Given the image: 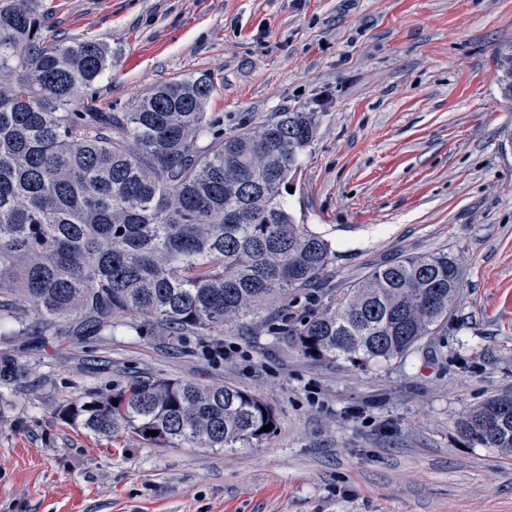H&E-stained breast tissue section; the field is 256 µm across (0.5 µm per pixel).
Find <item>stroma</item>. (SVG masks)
<instances>
[{"instance_id": "stroma-1", "label": "stroma", "mask_w": 512, "mask_h": 512, "mask_svg": "<svg viewBox=\"0 0 512 512\" xmlns=\"http://www.w3.org/2000/svg\"><path fill=\"white\" fill-rule=\"evenodd\" d=\"M46 34L107 43L104 111L207 75L225 132L299 107L320 124L288 194L334 256L290 322L369 270L444 251L462 276L440 335L406 360L304 357L280 336L119 330L72 347L9 338L0 386V512H512V457L471 445L466 410L512 393V105L495 54L512 0H46ZM139 375L251 391L277 413L257 448H161L62 419Z\"/></svg>"}]
</instances>
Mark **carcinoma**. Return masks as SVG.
I'll return each instance as SVG.
<instances>
[{
    "label": "carcinoma",
    "instance_id": "obj_1",
    "mask_svg": "<svg viewBox=\"0 0 512 512\" xmlns=\"http://www.w3.org/2000/svg\"><path fill=\"white\" fill-rule=\"evenodd\" d=\"M47 21L44 0H0L1 335L79 346L146 326L198 336L222 358L224 330L236 328L359 366L404 360L448 322L459 265L437 252L377 267L337 305L288 323V298L315 287L332 257L285 198L317 113L272 112L226 136L203 75L97 110L84 98L112 69L109 48L49 38ZM496 82L512 103V44L498 50ZM18 375L0 351V384ZM63 414L93 435L166 448H257L277 431L273 408L245 389L160 377L89 392ZM456 425L512 456L511 394Z\"/></svg>",
    "mask_w": 512,
    "mask_h": 512
}]
</instances>
